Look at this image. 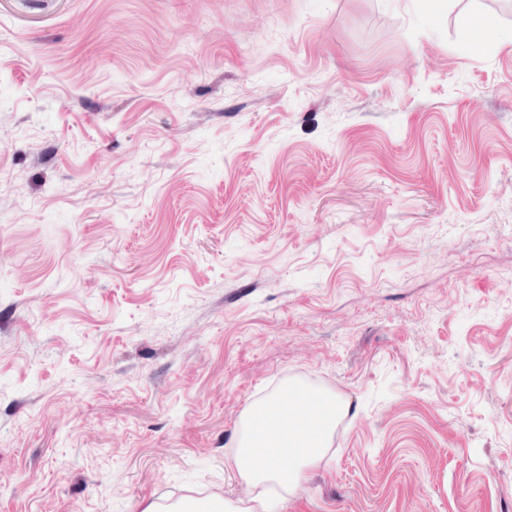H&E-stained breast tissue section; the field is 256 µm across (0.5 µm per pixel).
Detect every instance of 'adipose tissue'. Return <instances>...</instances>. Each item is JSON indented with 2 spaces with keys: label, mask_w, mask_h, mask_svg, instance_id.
<instances>
[{
  "label": "adipose tissue",
  "mask_w": 512,
  "mask_h": 512,
  "mask_svg": "<svg viewBox=\"0 0 512 512\" xmlns=\"http://www.w3.org/2000/svg\"><path fill=\"white\" fill-rule=\"evenodd\" d=\"M289 383L248 404L237 427L231 466L245 496L262 502L260 487L276 484L295 492L327 454L336 424L349 415L348 400L328 391L300 395Z\"/></svg>",
  "instance_id": "1"
}]
</instances>
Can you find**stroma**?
I'll return each mask as SVG.
<instances>
[{
    "mask_svg": "<svg viewBox=\"0 0 512 512\" xmlns=\"http://www.w3.org/2000/svg\"><path fill=\"white\" fill-rule=\"evenodd\" d=\"M0 512H512V0H0ZM303 388L288 383L280 392L248 404L237 427V448L231 467L244 489V497L269 484H277L294 493L317 467L331 447L336 424L348 416L351 404L328 391L297 396ZM288 395V408L282 394ZM255 448H273L264 460L254 458ZM288 457V465L281 459ZM237 501L228 500L222 497H209L207 499H197L185 497L169 505H162L158 502L150 501L142 509V512H239L242 510Z\"/></svg>",
    "mask_w": 512,
    "mask_h": 512,
    "instance_id": "1",
    "label": "stroma"
}]
</instances>
